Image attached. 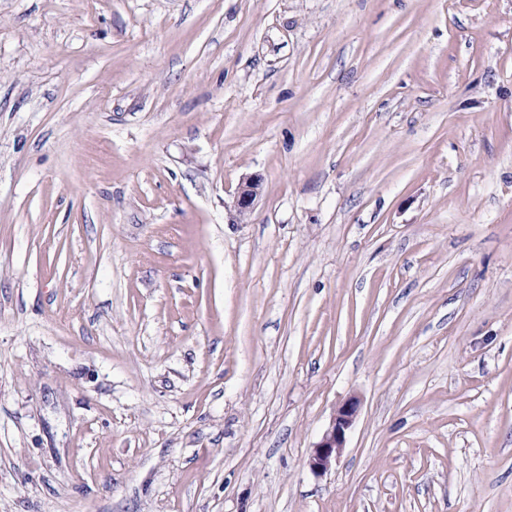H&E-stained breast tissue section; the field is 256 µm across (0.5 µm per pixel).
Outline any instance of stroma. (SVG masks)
<instances>
[{
    "mask_svg": "<svg viewBox=\"0 0 512 512\" xmlns=\"http://www.w3.org/2000/svg\"><path fill=\"white\" fill-rule=\"evenodd\" d=\"M0 512H512V0H0ZM259 183L260 179L258 177H250L239 185L237 193L234 197L236 222H238V220H242L245 216L252 212L256 197L258 195ZM358 412L359 402L354 398L348 399L338 406L329 428L311 453L309 465L314 473L325 474L336 463L346 446L347 434L356 420Z\"/></svg>",
    "mask_w": 512,
    "mask_h": 512,
    "instance_id": "obj_1",
    "label": "stroma"
}]
</instances>
